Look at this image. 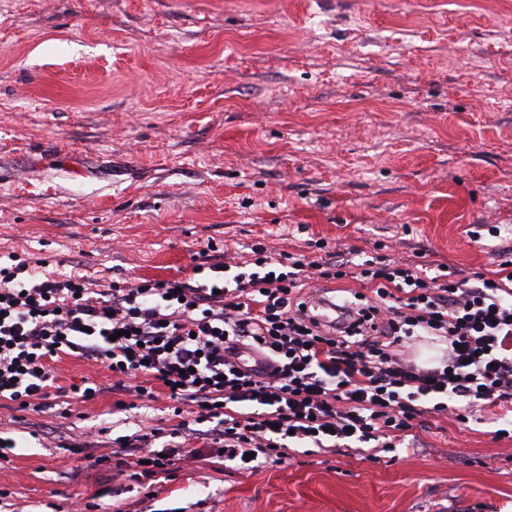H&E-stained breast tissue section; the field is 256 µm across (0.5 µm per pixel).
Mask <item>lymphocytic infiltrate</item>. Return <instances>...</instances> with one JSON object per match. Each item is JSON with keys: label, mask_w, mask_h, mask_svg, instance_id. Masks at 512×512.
Returning a JSON list of instances; mask_svg holds the SVG:
<instances>
[{"label": "lymphocytic infiltrate", "mask_w": 512, "mask_h": 512, "mask_svg": "<svg viewBox=\"0 0 512 512\" xmlns=\"http://www.w3.org/2000/svg\"><path fill=\"white\" fill-rule=\"evenodd\" d=\"M0 265V401L39 409L109 393L116 410L156 400L163 385L174 425L113 439L115 461L154 479L180 460L285 462L293 446L333 453L373 444L391 449L415 436L425 415L460 423L512 405V270L453 279L415 260L353 262L344 249L312 259L251 245L232 264L203 247L192 280L128 279L95 287L75 274L35 272L12 253ZM353 278L344 321L316 315L312 281ZM435 336L448 345L439 366L407 358L405 343ZM104 364L110 387L57 386L53 357Z\"/></svg>", "instance_id": "1"}]
</instances>
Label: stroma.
<instances>
[{
  "instance_id": "35a3bbf8",
  "label": "stroma",
  "mask_w": 512,
  "mask_h": 512,
  "mask_svg": "<svg viewBox=\"0 0 512 512\" xmlns=\"http://www.w3.org/2000/svg\"><path fill=\"white\" fill-rule=\"evenodd\" d=\"M499 227L474 241L470 230ZM422 252L457 277L512 240V0H0V256L111 279L260 240ZM57 385L112 381L60 355ZM111 395L0 408V512H512V438L431 418L415 452L175 462L145 497L77 449L168 424Z\"/></svg>"
}]
</instances>
